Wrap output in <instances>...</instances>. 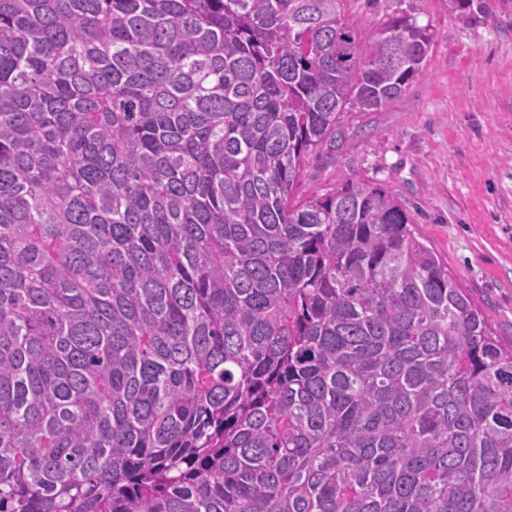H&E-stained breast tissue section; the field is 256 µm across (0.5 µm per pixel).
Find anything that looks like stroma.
Instances as JSON below:
<instances>
[{"mask_svg":"<svg viewBox=\"0 0 512 512\" xmlns=\"http://www.w3.org/2000/svg\"><path fill=\"white\" fill-rule=\"evenodd\" d=\"M467 18L448 0H406L435 37L426 67L377 112L348 109L335 141L305 164L299 194L347 179L388 188L416 234L512 343V6L482 0Z\"/></svg>","mask_w":512,"mask_h":512,"instance_id":"obj_1","label":"stroma"}]
</instances>
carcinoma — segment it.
Listing matches in <instances>:
<instances>
[{"label":"carcinoma","instance_id":"obj_1","mask_svg":"<svg viewBox=\"0 0 512 512\" xmlns=\"http://www.w3.org/2000/svg\"><path fill=\"white\" fill-rule=\"evenodd\" d=\"M346 2L0 0V512H512V347L392 192L296 196L433 39Z\"/></svg>","mask_w":512,"mask_h":512}]
</instances>
